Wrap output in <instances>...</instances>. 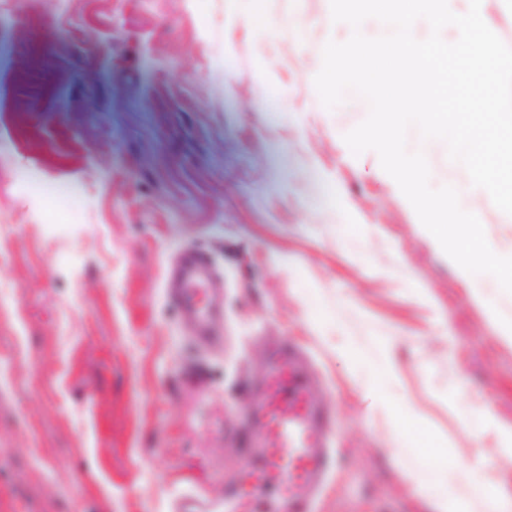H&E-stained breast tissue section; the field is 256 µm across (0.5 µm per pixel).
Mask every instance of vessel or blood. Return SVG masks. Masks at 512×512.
<instances>
[{
    "label": "vessel or blood",
    "mask_w": 512,
    "mask_h": 512,
    "mask_svg": "<svg viewBox=\"0 0 512 512\" xmlns=\"http://www.w3.org/2000/svg\"><path fill=\"white\" fill-rule=\"evenodd\" d=\"M181 286L172 297L181 316L190 318L196 343H207L224 314L212 286L211 262L188 253L180 268ZM303 347L285 339L268 363L257 396L252 427L236 438L243 480L228 489L224 512H253L262 491L276 498L271 512H315L321 481L334 471L332 416L311 397Z\"/></svg>",
    "instance_id": "b4317fda"
}]
</instances>
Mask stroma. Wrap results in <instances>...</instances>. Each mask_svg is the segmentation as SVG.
<instances>
[{"label":"stroma","instance_id":"stroma-1","mask_svg":"<svg viewBox=\"0 0 512 512\" xmlns=\"http://www.w3.org/2000/svg\"><path fill=\"white\" fill-rule=\"evenodd\" d=\"M0 0V512H174L243 474L251 384L289 336L335 413L318 512L512 498V293L464 282L314 85L330 0ZM430 184L512 256V215L430 143ZM207 254L224 341L179 327L166 268ZM416 413L398 430L375 394ZM446 446V462L415 445Z\"/></svg>","mask_w":512,"mask_h":512}]
</instances>
